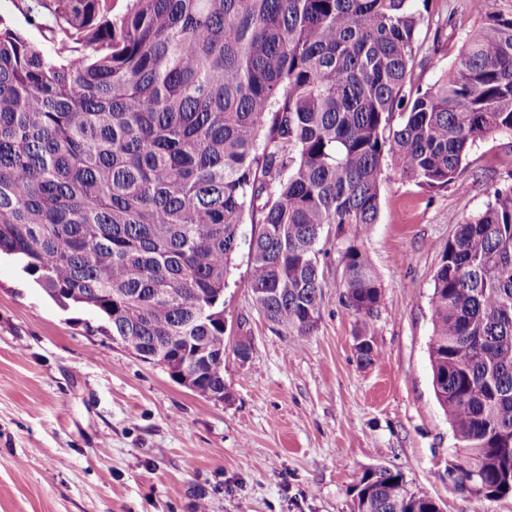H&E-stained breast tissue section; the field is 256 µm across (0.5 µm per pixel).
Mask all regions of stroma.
Listing matches in <instances>:
<instances>
[{
	"label": "stroma",
	"instance_id": "obj_1",
	"mask_svg": "<svg viewBox=\"0 0 512 512\" xmlns=\"http://www.w3.org/2000/svg\"><path fill=\"white\" fill-rule=\"evenodd\" d=\"M484 21L483 0H429L418 32L422 87L458 61ZM512 183V136L467 152L456 182L425 189L384 163L380 216L364 246L384 288L373 317L382 353L357 358V321L341 303L343 265L326 227L325 303L305 339L253 308L241 227L224 290V399L199 396L64 308L0 259V512H354L375 466L442 512H471L448 481L456 440L432 385L430 297L454 219L481 212ZM252 353L240 362L239 337Z\"/></svg>",
	"mask_w": 512,
	"mask_h": 512
}]
</instances>
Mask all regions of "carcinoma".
I'll return each instance as SVG.
<instances>
[{"label":"carcinoma","mask_w":512,"mask_h":512,"mask_svg":"<svg viewBox=\"0 0 512 512\" xmlns=\"http://www.w3.org/2000/svg\"><path fill=\"white\" fill-rule=\"evenodd\" d=\"M44 52L0 20V256L63 306L92 309L140 357L166 350L224 391V288L241 224L254 308L310 336L324 303L319 243L336 225L358 359L384 288L362 239L383 161L428 188L468 149L512 133V16L493 9L437 84L413 82V0H20ZM434 275L435 396L457 448L454 487L512 496V185L454 221ZM355 228L347 235V229ZM197 336L208 357L193 369ZM355 512H441L390 468Z\"/></svg>","instance_id":"cac0c4a2"}]
</instances>
